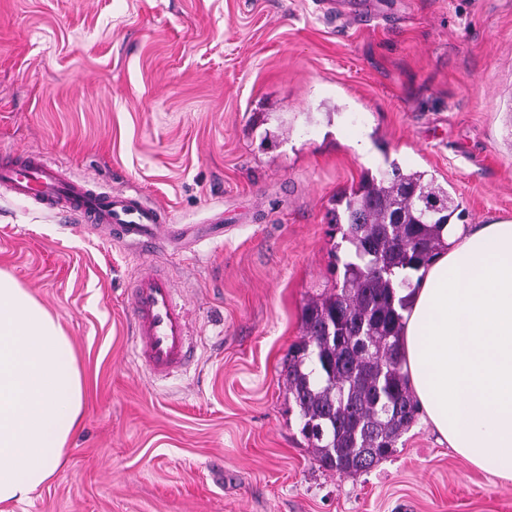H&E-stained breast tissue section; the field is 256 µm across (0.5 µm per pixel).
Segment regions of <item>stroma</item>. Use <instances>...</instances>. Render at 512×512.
Returning <instances> with one entry per match:
<instances>
[{
	"instance_id": "1",
	"label": "stroma",
	"mask_w": 512,
	"mask_h": 512,
	"mask_svg": "<svg viewBox=\"0 0 512 512\" xmlns=\"http://www.w3.org/2000/svg\"><path fill=\"white\" fill-rule=\"evenodd\" d=\"M368 3L360 26L313 0H0V156L173 229L141 255L0 186V269L58 316L85 389L66 463L13 512H512L421 419L368 471L323 467L288 391L304 307L352 253L336 193L395 162L465 223L512 222V0ZM142 264L190 317L167 379L131 357Z\"/></svg>"
}]
</instances>
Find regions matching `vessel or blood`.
Here are the masks:
<instances>
[{
    "mask_svg": "<svg viewBox=\"0 0 512 512\" xmlns=\"http://www.w3.org/2000/svg\"><path fill=\"white\" fill-rule=\"evenodd\" d=\"M0 182L15 194L34 199L42 209L81 224L109 225L115 239L143 251L153 250L166 237L159 207L94 189L39 156L0 165ZM128 294L135 359L156 377L188 366L194 357L190 324L172 279L152 268H139L130 278Z\"/></svg>",
    "mask_w": 512,
    "mask_h": 512,
    "instance_id": "1",
    "label": "vessel or blood"
}]
</instances>
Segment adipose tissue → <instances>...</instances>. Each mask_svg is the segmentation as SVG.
Wrapping results in <instances>:
<instances>
[{
	"label": "adipose tissue",
	"mask_w": 512,
	"mask_h": 512,
	"mask_svg": "<svg viewBox=\"0 0 512 512\" xmlns=\"http://www.w3.org/2000/svg\"><path fill=\"white\" fill-rule=\"evenodd\" d=\"M404 328L425 418L475 468L512 483V222L447 225ZM83 414L59 319L0 271V512L53 479Z\"/></svg>",
	"instance_id": "adipose-tissue-1"
}]
</instances>
